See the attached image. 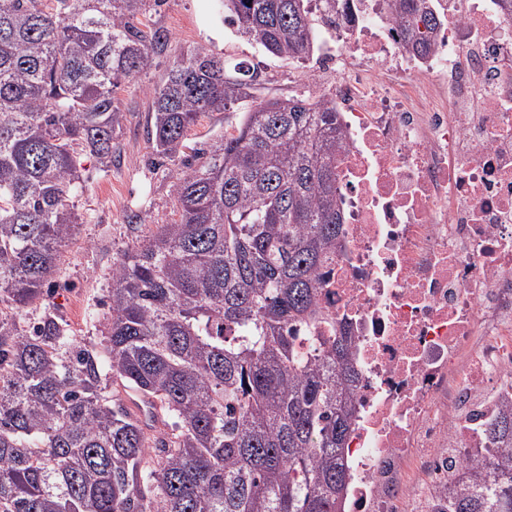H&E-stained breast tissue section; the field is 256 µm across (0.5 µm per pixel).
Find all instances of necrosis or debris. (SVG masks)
Listing matches in <instances>:
<instances>
[{
  "label": "necrosis or debris",
  "mask_w": 512,
  "mask_h": 512,
  "mask_svg": "<svg viewBox=\"0 0 512 512\" xmlns=\"http://www.w3.org/2000/svg\"><path fill=\"white\" fill-rule=\"evenodd\" d=\"M435 47L402 46L391 0H345L318 50L336 79L345 222L320 307L359 382L340 512L445 503L452 474L493 453L512 403V14L428 0ZM423 484L407 480L409 470Z\"/></svg>",
  "instance_id": "1"
}]
</instances>
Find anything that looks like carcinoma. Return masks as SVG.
I'll list each match as a JSON object with an SVG mask.
<instances>
[{
  "label": "carcinoma",
  "instance_id": "cac0c4a2",
  "mask_svg": "<svg viewBox=\"0 0 512 512\" xmlns=\"http://www.w3.org/2000/svg\"><path fill=\"white\" fill-rule=\"evenodd\" d=\"M339 0H222L272 55L313 51L311 10ZM145 0H0V304L20 316L57 271L77 217L78 156L112 164L115 89L168 45ZM403 48L430 52L426 0H392ZM253 70L197 49L152 92L155 152L172 158ZM336 107L270 98L200 164L176 172L178 220L112 262L100 349L45 314L0 310V512H338L357 379L344 336H311L321 266L344 224ZM140 396L104 394L103 370ZM163 427H158L157 423ZM501 454L462 473L437 512H512V406Z\"/></svg>",
  "mask_w": 512,
  "mask_h": 512
}]
</instances>
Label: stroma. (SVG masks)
<instances>
[{"instance_id":"obj_1","label":"stroma","mask_w":512,"mask_h":512,"mask_svg":"<svg viewBox=\"0 0 512 512\" xmlns=\"http://www.w3.org/2000/svg\"><path fill=\"white\" fill-rule=\"evenodd\" d=\"M145 8L143 23L166 30L168 48L152 56L135 81L116 91L115 104L124 115L114 133L118 161L107 167L93 156H80L81 186L72 199L80 220L61 249L53 282L18 320L28 326L44 313H53L70 335L88 347L100 342L109 315L113 259L136 249L159 225L177 219L173 175L185 157L233 132L255 103L306 96L302 67L310 68L316 87L328 86L333 79L332 66L317 57L304 64L289 62L249 41L225 22L218 0H162L158 5L147 0ZM197 48L222 57L226 66L241 63L257 69L261 82L228 110L202 113L187 133L183 153L163 159L155 154L147 135L149 92L161 85L175 59Z\"/></svg>"}]
</instances>
